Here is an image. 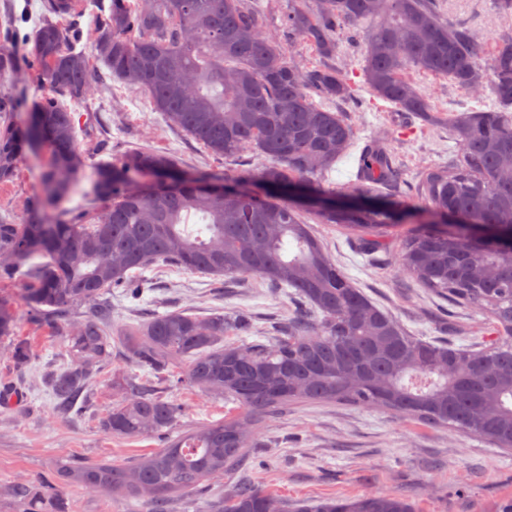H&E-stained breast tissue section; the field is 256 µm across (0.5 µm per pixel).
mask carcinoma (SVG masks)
<instances>
[{"label": "carcinoma", "instance_id": "cac0c4a2", "mask_svg": "<svg viewBox=\"0 0 512 512\" xmlns=\"http://www.w3.org/2000/svg\"><path fill=\"white\" fill-rule=\"evenodd\" d=\"M108 22L94 40L96 57L112 74L146 92L155 111L211 154L253 151L268 164L259 173L187 174L179 159L146 147L126 150L92 167L83 202L66 207L88 166L77 148L67 97L88 100L93 67L76 31L41 18L28 38L37 79L47 94L28 122H13L12 99L0 93V183L10 181L27 150L44 147L39 192L20 224L0 217V281H26L23 301L53 327L88 304V315L63 331L74 366L51 376L59 410H71L90 370L117 343L132 363L204 396L224 395L243 415L184 432L133 464H86L61 458L58 481L16 485L12 494L42 512L60 486L79 484L107 495L147 498L151 512H169L175 496L204 494V483L246 465L254 415L296 402L343 403L392 411L427 426L460 428L512 450V249L479 242L467 260L455 257L448 234L434 229L454 216L512 225V33L500 35L488 65L471 28L442 16L437 0H317L288 13V41L315 46L322 63L302 67L261 29L247 0H110ZM358 29L364 87L401 112L430 120V108L405 76L418 69L448 77L457 89L490 86L493 106L448 115L460 155L448 166L405 178L389 151L368 145L358 157L353 192H385L357 209L315 210L322 224L360 232L369 251L386 248L397 224L413 213L409 192L424 201L423 227L396 241L400 268L435 295L475 306L490 317L491 337L479 350L410 336L398 321L354 287L304 220L308 206L286 196L257 194L250 185L302 184L310 197L336 195L326 173L354 144L351 124L314 101L354 94L348 71L336 63V31ZM204 227L188 230L191 214ZM159 261L216 278L258 276L291 295L309 313L295 317L267 343L226 344L250 331L247 318L199 319L181 311L153 314L112 331V288L137 298L138 270ZM18 311L0 298V340L15 336ZM112 387L126 396L102 420L118 437L163 435L182 407L151 382ZM209 512H414L390 492L328 498L288 509L248 481Z\"/></svg>", "mask_w": 512, "mask_h": 512}]
</instances>
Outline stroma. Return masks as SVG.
I'll list each match as a JSON object with an SVG mask.
<instances>
[{
  "label": "stroma",
  "instance_id": "1",
  "mask_svg": "<svg viewBox=\"0 0 512 512\" xmlns=\"http://www.w3.org/2000/svg\"><path fill=\"white\" fill-rule=\"evenodd\" d=\"M48 0H0V48L12 52L17 72L0 76V90L14 101L13 119L24 122L31 105L45 91L35 78L37 68L27 46L35 19L46 15ZM446 17L473 27L480 35L484 55H491L499 33L512 28V17L498 14L492 0H443ZM337 58L355 85L356 94L340 107L354 129V145L326 176L336 188L353 180L364 145L382 141L399 158L408 179L425 168L447 164L459 155L440 115L485 109L490 94L473 95L452 88L447 77L419 70L406 74L424 95L434 122L406 119L394 105L374 98L363 86L360 45L350 26L337 32ZM98 77L93 96L76 106L78 146L88 163L109 161L127 149L141 146L175 153L188 169L215 174L257 170L263 160L247 152L224 159L212 155L184 132L154 112L138 88L112 79L101 61H94ZM46 161L44 149L24 154L13 180L0 184V215L22 221L38 188V173ZM305 219L322 240L332 259L353 284L386 308L407 330L422 339L445 340L467 347L485 340L490 320L474 307L448 303L411 278L402 275L392 256L375 260L362 254L351 231L335 224L317 223L312 212ZM142 278L139 300L112 291V325L121 329L151 314L183 310L199 317L240 314L251 321L247 341H266L275 325L293 318L299 303L256 276L214 278L159 262ZM16 337L25 341L31 358L14 366L7 345L0 341V389L22 395L19 405L0 407V512H23L5 487L37 484L51 478L56 461L64 456L85 463L107 461L132 464L160 448L159 436L117 437L106 433L101 420L118 399L112 379L123 376L139 383L148 369L121 357L92 374L84 398L69 414L56 409L45 383V373L69 365L63 337L34 321L20 308ZM166 400L183 412L177 431H187L238 414V404L222 396L200 395L185 384L160 386ZM258 436L248 449L249 478L287 502H316L327 497H355L388 491L410 497L420 512H503L512 504V451L453 429L433 428L392 412L351 405L296 403L274 417L257 421ZM66 512H150L144 499L124 501L82 488L62 491Z\"/></svg>",
  "mask_w": 512,
  "mask_h": 512
}]
</instances>
